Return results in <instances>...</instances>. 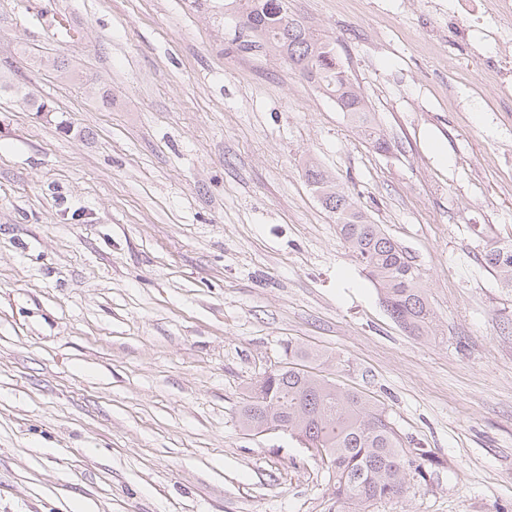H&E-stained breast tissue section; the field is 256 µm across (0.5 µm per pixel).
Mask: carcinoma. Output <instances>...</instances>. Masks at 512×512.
Returning a JSON list of instances; mask_svg holds the SVG:
<instances>
[{"mask_svg":"<svg viewBox=\"0 0 512 512\" xmlns=\"http://www.w3.org/2000/svg\"><path fill=\"white\" fill-rule=\"evenodd\" d=\"M243 7L244 25L251 31V39L242 41L240 49L274 52L287 60L302 77L336 101L377 151H389V143L368 119L364 97L328 42L288 13L285 0H244ZM40 65L61 78L74 77L61 56L42 58ZM10 89L32 111H48L45 102L32 98L23 85L13 84ZM305 176L318 192L324 210L336 217L342 240L382 290L391 317L413 335L425 332L431 322V308L415 257L380 225L368 220L354 198L315 162L307 163ZM484 263L505 284L512 285V243L487 251ZM285 355L283 365L258 382L243 402L241 427L254 432L270 417L287 424L289 433L311 444L333 463L328 468L333 495L342 506L360 508L403 496L409 489L408 468L418 459L431 460L429 451L404 447L401 437L383 422L390 418L386 409L307 370V363L316 353L290 344Z\"/></svg>","mask_w":512,"mask_h":512,"instance_id":"1","label":"carcinoma"}]
</instances>
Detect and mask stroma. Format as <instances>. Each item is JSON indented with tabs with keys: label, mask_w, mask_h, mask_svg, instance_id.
<instances>
[{
	"label": "stroma",
	"mask_w": 512,
	"mask_h": 512,
	"mask_svg": "<svg viewBox=\"0 0 512 512\" xmlns=\"http://www.w3.org/2000/svg\"><path fill=\"white\" fill-rule=\"evenodd\" d=\"M390 143L280 56L237 0H0V512H339L296 437L241 429L284 347L384 407L432 461L365 512H512V95L496 0H287ZM64 11L85 41L40 19ZM64 56L60 79L37 64ZM92 83L99 98L87 97ZM317 161L415 257L413 336L303 172ZM484 263L505 284L512 285V243L487 251L484 254Z\"/></svg>",
	"instance_id": "1"
}]
</instances>
